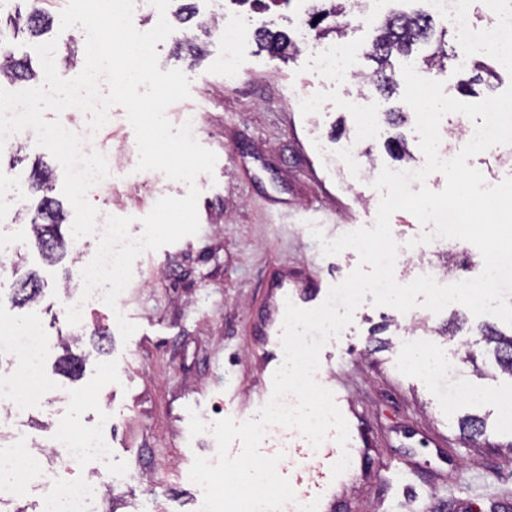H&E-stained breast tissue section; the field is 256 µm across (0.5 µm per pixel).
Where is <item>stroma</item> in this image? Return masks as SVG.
Returning <instances> with one entry per match:
<instances>
[{"label": "stroma", "instance_id": "35a3bbf8", "mask_svg": "<svg viewBox=\"0 0 512 512\" xmlns=\"http://www.w3.org/2000/svg\"><path fill=\"white\" fill-rule=\"evenodd\" d=\"M425 9L424 0H385L369 22L319 39L295 5L273 11L261 0H245L238 9L240 68L231 78L224 75L220 36L200 37L202 53L193 61L176 49L181 31L157 44L160 70L178 68L191 80L189 98L168 108L169 121L178 126L183 113H200L193 133L217 155L213 174L196 180L200 230L142 253L116 307L88 304L76 326L64 309L77 293L79 260L93 255L96 245L71 237L74 210L63 194V169L35 135H20L1 150L0 184L8 191L0 194V263L13 276L0 280V323L39 318L54 344L43 373L55 391L21 419L0 410V433L18 427L31 447L48 449L58 428L99 431L112 443V470L120 478L104 495V512H195L201 488L189 472L195 457H216L212 425L226 417L248 421L267 401L260 363L265 320L282 296L299 299L315 280L338 284L359 264L352 249L323 256L312 227L334 239L374 225L379 192L371 180H351L337 163L359 123L358 113L342 110L341 102L362 90L367 107L383 115L408 112L402 100L407 62L466 103L512 85V66L481 76L452 24L442 19L434 29L447 34L448 59L430 64L427 44L410 58L393 57L388 94L357 79L322 75L308 53L315 42L348 43L356 50L360 75H372L376 64L369 51L385 17ZM263 28L286 31L297 53L284 61L261 50L256 34ZM82 35V28L63 31L56 24L47 34L57 42L55 65L62 78L75 77L84 66ZM306 96L320 99L321 111H304L300 101ZM111 113L98 139L120 154L133 128L122 107ZM398 136L412 162H420L412 121L394 126L384 118L378 135L361 144V162L378 170L397 167L388 145ZM137 163V157L120 154L118 167L89 198L98 213L133 217L135 236L158 199L187 192L185 183L161 172L137 171ZM38 165L51 173L40 192L33 187ZM45 195L66 216L67 239L56 262L43 258L31 231ZM32 273L42 282L39 297L16 304L18 283ZM279 279L287 280V290L274 288ZM120 313L137 326L126 341L116 323ZM456 320L463 322V333H446L448 322ZM488 326L512 331L498 318L473 316L457 303L437 314L418 307L405 316L367 301L352 324L324 346L316 380L333 391L356 450L354 468L333 489L338 512H465L467 502L472 512H499L500 498H512V424L501 420L505 402L512 400V376L501 372L482 339ZM420 336L432 339L435 368L409 362ZM67 350L82 360L78 377L59 369ZM449 371L470 397L450 398L443 378ZM469 415L485 420L482 435L464 434L461 421ZM391 468L405 473L403 483H384Z\"/></svg>", "mask_w": 512, "mask_h": 512}]
</instances>
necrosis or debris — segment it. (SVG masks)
I'll return each mask as SVG.
<instances>
[{
    "label": "necrosis or debris",
    "instance_id": "obj_1",
    "mask_svg": "<svg viewBox=\"0 0 512 512\" xmlns=\"http://www.w3.org/2000/svg\"><path fill=\"white\" fill-rule=\"evenodd\" d=\"M473 0H427L430 16L451 19L458 39L489 61L512 54V0H493L496 19L483 27L471 21ZM53 344L39 320L29 319L0 341L13 366L10 377H0V405L21 417L41 403L51 386L41 372ZM110 443L100 435L61 436L56 448L41 461L37 483L44 489L42 512H102L105 490L113 484Z\"/></svg>",
    "mask_w": 512,
    "mask_h": 512
}]
</instances>
